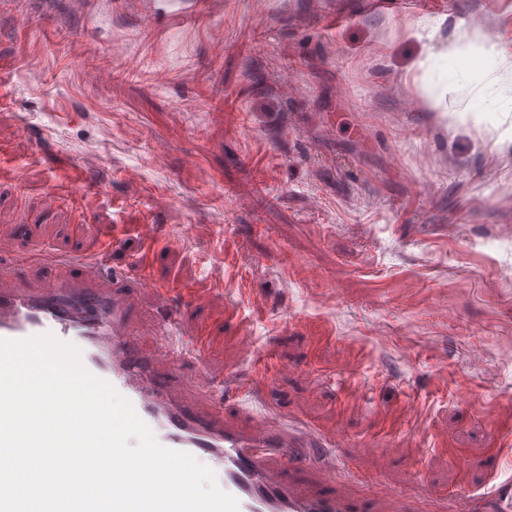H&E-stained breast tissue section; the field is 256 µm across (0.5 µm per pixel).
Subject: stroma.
Wrapping results in <instances>:
<instances>
[{
  "label": "stroma",
  "instance_id": "1",
  "mask_svg": "<svg viewBox=\"0 0 512 512\" xmlns=\"http://www.w3.org/2000/svg\"><path fill=\"white\" fill-rule=\"evenodd\" d=\"M53 2L43 16L0 0V265L32 286L72 279L78 266L21 259L112 242V268L145 283L132 320L149 345L161 289H179L181 342L203 328L212 351L185 354L174 386L191 398L193 377L232 372L246 390L226 422L269 409L340 432L290 464L296 484L323 488L332 454L365 512H390L395 495L461 512L458 492L512 477L495 446L512 427V111L479 130L452 79L465 67L478 91L512 81V0H367L301 24L300 0H210L184 21L162 2L148 17L136 0ZM90 66L111 80L88 85ZM89 155L105 171L76 181ZM141 224L184 249L143 251ZM407 402L425 406L424 430L394 426Z\"/></svg>",
  "mask_w": 512,
  "mask_h": 512
}]
</instances>
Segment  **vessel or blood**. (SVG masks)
<instances>
[{"instance_id":"1","label":"vessel or blood","mask_w":512,"mask_h":512,"mask_svg":"<svg viewBox=\"0 0 512 512\" xmlns=\"http://www.w3.org/2000/svg\"><path fill=\"white\" fill-rule=\"evenodd\" d=\"M138 237L145 243L164 240L171 251L183 246L181 238L163 236L158 224L140 225ZM74 261L80 268L76 281L40 289L0 287V339L50 333L77 345L85 368L131 402L160 445L208 464L219 486L237 498L239 512H353L344 488L303 494L286 479L292 447H332L338 434L301 432L287 441L286 425L273 411L239 432L225 426L222 397L205 382L197 385L195 403L178 400L158 375L176 363L177 354L167 343L143 352L129 327V297L117 290L123 275L108 269L106 250ZM465 504L466 512H512V484L466 496Z\"/></svg>"}]
</instances>
